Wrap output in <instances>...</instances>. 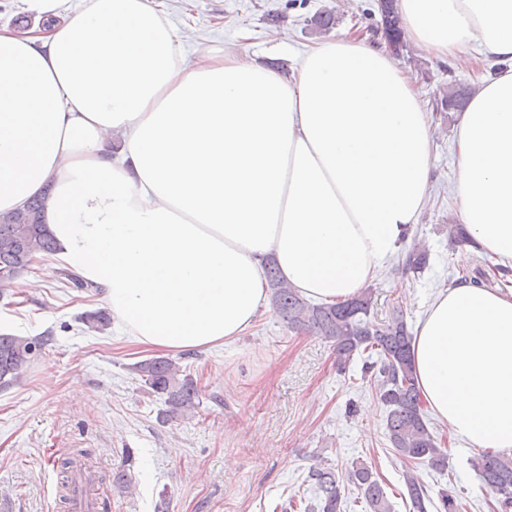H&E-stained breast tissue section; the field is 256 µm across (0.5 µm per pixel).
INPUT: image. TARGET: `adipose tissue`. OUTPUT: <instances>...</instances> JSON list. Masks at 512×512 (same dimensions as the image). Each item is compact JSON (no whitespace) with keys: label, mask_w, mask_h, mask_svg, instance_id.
<instances>
[{"label":"adipose tissue","mask_w":512,"mask_h":512,"mask_svg":"<svg viewBox=\"0 0 512 512\" xmlns=\"http://www.w3.org/2000/svg\"><path fill=\"white\" fill-rule=\"evenodd\" d=\"M24 4L56 23L0 28V214L45 196L56 263L132 342H235L268 303L270 257L306 300L346 301L419 223L434 129L386 50L319 41L285 73L211 50L153 0ZM397 7L428 54L497 66L459 115L454 205L459 263L488 253L511 285L439 290L411 354L439 423L512 454V0Z\"/></svg>","instance_id":"ef3b65f1"}]
</instances>
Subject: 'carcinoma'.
<instances>
[{
	"label": "carcinoma",
	"mask_w": 512,
	"mask_h": 512,
	"mask_svg": "<svg viewBox=\"0 0 512 512\" xmlns=\"http://www.w3.org/2000/svg\"><path fill=\"white\" fill-rule=\"evenodd\" d=\"M381 30L388 47L395 53L404 49V35L396 0H378ZM471 88L455 83L440 100L446 109H463ZM45 198H34L27 206L0 216V277L27 263L39 253H51L55 242L43 224ZM429 252L414 247L405 260V269L416 272L426 268ZM270 301L274 312L288 330L309 333L331 343L336 354V368L343 372L357 354L366 355L364 364L372 371L376 395L385 409V431L392 450L404 461L437 473L448 470V453L433 433L425 411L411 359L412 332L401 310L385 321L371 315L373 290L342 303L313 304L304 299L281 278L276 263L266 265ZM46 340L0 334V389L14 385L27 369ZM133 370L149 393L158 397L165 420L184 418L203 405L198 382L173 359L151 357L133 365ZM88 448L61 460L65 472L77 470L81 461L91 456ZM481 489L494 498L496 512H512V455L479 450L470 458ZM309 481L314 488L307 512H345V484H353L370 512H391L386 492L378 476L368 465L356 461L343 471L317 464L310 468ZM413 512H458L455 489H440L432 497L421 478L411 470L405 478Z\"/></svg>",
	"instance_id": "1"
}]
</instances>
